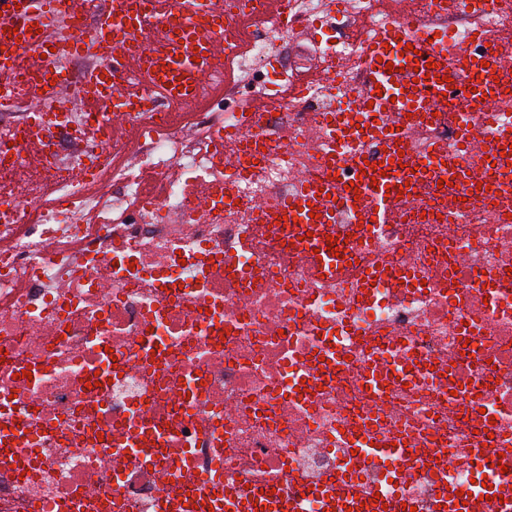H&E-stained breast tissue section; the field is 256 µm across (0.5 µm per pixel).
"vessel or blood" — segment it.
Wrapping results in <instances>:
<instances>
[{
  "instance_id": "1",
  "label": "vessel or blood",
  "mask_w": 512,
  "mask_h": 512,
  "mask_svg": "<svg viewBox=\"0 0 512 512\" xmlns=\"http://www.w3.org/2000/svg\"><path fill=\"white\" fill-rule=\"evenodd\" d=\"M19 2L0 0V4L11 6L19 27L16 39L0 46V110L16 105L17 63L44 51L41 36L31 32ZM38 8L45 20L75 16L81 12L83 0H38ZM207 16L219 18V25L203 26ZM128 17L126 11L116 8L102 14L97 26L79 33L80 44L95 56L96 63L82 75L75 96L87 115L99 117L98 134L104 141L111 138L113 124L129 120L132 111H147L155 94H162L174 105L199 101L201 83L223 66L225 55L236 47L239 36V17L225 11L223 0H210L203 11L190 10L188 0H162L150 13L136 12V25H128ZM400 52L406 55L400 71L390 78L384 76L386 63ZM364 53L362 98L372 102L375 111L390 112V120L379 132L393 149L405 146L400 128L406 113H417L427 122L433 113L447 111L449 83L469 87L467 100L480 111L498 109L497 80L506 69L497 45L487 47L482 62L476 63L464 50H451L447 42L432 39L430 29L407 16L371 38ZM327 150L326 177L319 181L303 179L298 192L279 204V214L307 224L316 213L321 223L329 224L337 208L345 207L360 212L365 223H382L390 194L400 190L401 168L411 165V158L402 157L384 176L377 169L365 168L361 151H352L354 166L366 171L362 180L365 197L359 200L336 179L339 152L335 144H328ZM304 496L319 501L322 512H404L398 498L385 505L373 496L359 501L342 479L305 490ZM224 512H300L299 498L281 489L269 495L256 487L228 488L224 491Z\"/></svg>"
}]
</instances>
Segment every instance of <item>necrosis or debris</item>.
<instances>
[{"instance_id": "necrosis-or-debris-1", "label": "necrosis or debris", "mask_w": 512, "mask_h": 512, "mask_svg": "<svg viewBox=\"0 0 512 512\" xmlns=\"http://www.w3.org/2000/svg\"><path fill=\"white\" fill-rule=\"evenodd\" d=\"M405 14L475 54L474 28L512 36V0L444 16L431 0H291L290 19L250 31L202 126L112 137L109 197L87 187L94 120L73 117L68 159L31 121L0 122V512H165L163 494L215 473L288 490L339 475L417 512L446 484L512 485V216L495 203L512 152L492 168L472 154L470 179L441 188L457 115L411 128L416 147H436L416 200L394 199L372 226L338 209L331 268L302 251L297 225L255 214L319 173L331 113L361 94L367 33ZM303 32L336 73L281 97L255 129L268 153L239 173L238 89L257 100L297 84L273 61ZM386 118L344 113L340 153L379 161L380 141L354 132ZM34 160L37 178L19 182ZM355 438L406 454L357 465L342 447Z\"/></svg>"}]
</instances>
